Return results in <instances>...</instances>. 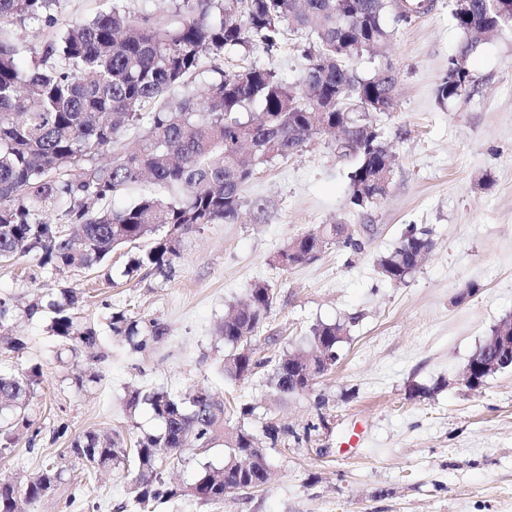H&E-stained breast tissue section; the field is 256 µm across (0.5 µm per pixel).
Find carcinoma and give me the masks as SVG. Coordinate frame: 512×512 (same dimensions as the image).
<instances>
[{"mask_svg": "<svg viewBox=\"0 0 512 512\" xmlns=\"http://www.w3.org/2000/svg\"><path fill=\"white\" fill-rule=\"evenodd\" d=\"M58 0H0V264L33 255L53 272L92 270L113 251L140 242L127 274L141 270L165 273L179 256L182 235L205 224H232L241 216V191L258 164L297 152L311 137L336 132L355 112L392 108L393 98L380 78L383 71L361 77L346 62L385 51L392 32L384 23L390 0H173V19L161 24L127 11L124 0L93 18L55 29ZM485 0H473V16L452 15L466 41L468 56L475 40L512 27V20L479 19ZM28 22L49 32L22 47L5 26ZM305 37L303 76L287 84L271 68L224 70V57L254 48L271 51L288 34ZM29 53L32 65L20 64ZM468 64L448 73L439 89L444 99L458 90L471 92L475 82ZM253 104L256 119L244 118ZM350 132L342 153L355 158L348 174L349 196L365 188V178L390 156L376 136ZM108 151L110 162L97 156ZM140 187L125 209H112L114 196ZM341 224L321 225L289 241L275 256L282 268L303 263V256L336 242ZM429 232L411 226L399 245L380 260L389 280L402 282L430 248ZM274 300L271 285L252 284L248 303L233 307L218 326L224 344V373L242 381L244 374L267 369V385L282 395L298 392L299 369L319 377L324 359H336L340 323L316 325L306 348L265 359L253 358L251 339L263 325ZM80 293L62 288L48 303L54 313L50 330L68 351L96 344L95 327L78 320ZM14 304L0 298V337L19 351L24 342L8 335ZM111 330L140 349L165 334L154 319H130L117 313ZM42 372L35 366L15 374L0 371V456L12 453L14 430H29L27 413ZM144 403L161 420L158 434L126 446L118 434L88 431L71 443L69 456L87 470H121L134 462L131 488L141 512L179 497L220 504L233 492L272 481L265 468L244 472L237 464L260 438L242 426L224 428L229 413L242 418L255 407H229L210 393L176 394L165 389L135 390L129 405ZM223 440L229 454L221 466L202 465L193 483L175 487L164 478L169 458L182 460L186 448L205 450ZM60 462L46 464L23 490L0 483V512H28L65 480Z\"/></svg>", "mask_w": 512, "mask_h": 512, "instance_id": "obj_1", "label": "carcinoma"}]
</instances>
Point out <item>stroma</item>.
<instances>
[{"instance_id":"1","label":"stroma","mask_w":512,"mask_h":512,"mask_svg":"<svg viewBox=\"0 0 512 512\" xmlns=\"http://www.w3.org/2000/svg\"><path fill=\"white\" fill-rule=\"evenodd\" d=\"M453 0L397 23L383 56L350 61L371 75L383 63L395 72L394 107L369 113L396 158L386 194L367 208L349 202L352 159L333 137L318 135L286 158L259 164L242 193L241 218L187 233L166 274L131 277L134 248L114 251L96 271L43 270L34 257L0 264V298L18 307L49 300L59 289L80 292L81 321L97 331L94 349L61 353L51 310L14 320L26 346H0V370L40 366L43 377L28 406L39 434L19 431L0 459V483L24 487L48 462L70 470L33 512H137L129 493L134 471L87 472L66 452L93 430L126 440L157 433L150 406L129 408L137 389L204 390L255 405L253 416L228 427L260 433L268 420L310 440L267 447L273 481L234 493L219 505L180 499L156 512H512V371L472 390L459 375L485 336L512 317V29L482 40L468 57L473 93L444 100L438 89L464 43ZM301 36L272 53L225 58L231 71L248 63L275 68L298 82ZM323 224H344L361 243L332 244L310 263L281 269L277 251ZM429 229L433 247L403 282L384 278L379 260L408 226ZM268 281L274 302L252 338L257 357L305 347L312 327L341 322L348 334L335 369L311 390L287 397L264 374L232 382L217 326L242 303L254 281ZM157 319L167 333L144 349L113 335L112 314ZM97 381L77 387L81 375ZM431 397L414 398L413 386ZM223 443L186 449L167 467L173 484L193 481L203 464L220 465Z\"/></svg>"}]
</instances>
